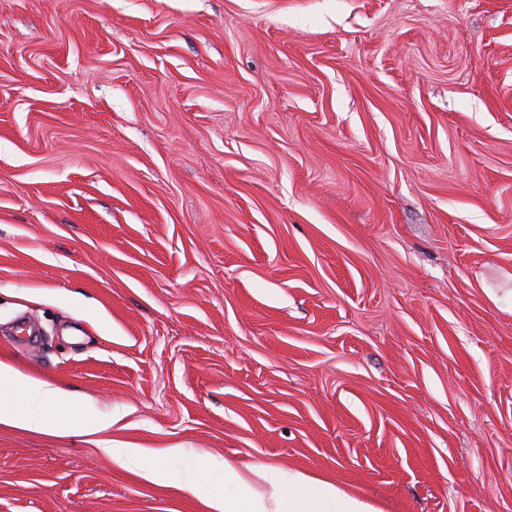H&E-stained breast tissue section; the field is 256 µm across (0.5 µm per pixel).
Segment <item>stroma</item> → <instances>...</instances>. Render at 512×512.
<instances>
[{
  "instance_id": "obj_1",
  "label": "stroma",
  "mask_w": 512,
  "mask_h": 512,
  "mask_svg": "<svg viewBox=\"0 0 512 512\" xmlns=\"http://www.w3.org/2000/svg\"><path fill=\"white\" fill-rule=\"evenodd\" d=\"M0 361V512H512V0H0ZM0 390L43 405L47 412L21 417L9 405L0 403V423L27 429H42L53 423L62 432L78 429L82 434L91 435L107 430L112 426V415L89 416L72 401L68 395L52 384L20 373L12 365L0 362ZM103 448H111L112 458L120 465L139 466L149 458V453L145 448H131L125 446L112 445ZM251 470L267 482L269 489L251 482L233 464L224 462V481L235 484L239 495H214L208 504L213 512H377L335 484L302 472L288 475L285 483L273 470Z\"/></svg>"
}]
</instances>
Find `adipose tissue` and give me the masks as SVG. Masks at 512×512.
Segmentation results:
<instances>
[{"label":"adipose tissue","instance_id":"1","mask_svg":"<svg viewBox=\"0 0 512 512\" xmlns=\"http://www.w3.org/2000/svg\"><path fill=\"white\" fill-rule=\"evenodd\" d=\"M0 390H7L27 401L45 406V413L22 417L0 403V423L27 429L54 424L62 432L79 430L91 435L112 425L108 416H89L68 395L52 384L20 373L12 365L0 362ZM260 483L247 479L233 464H225L224 479L235 484L239 493L230 497L214 495L211 512H376L375 508L339 490L335 484L301 472L280 479L270 469L260 470Z\"/></svg>","mask_w":512,"mask_h":512}]
</instances>
